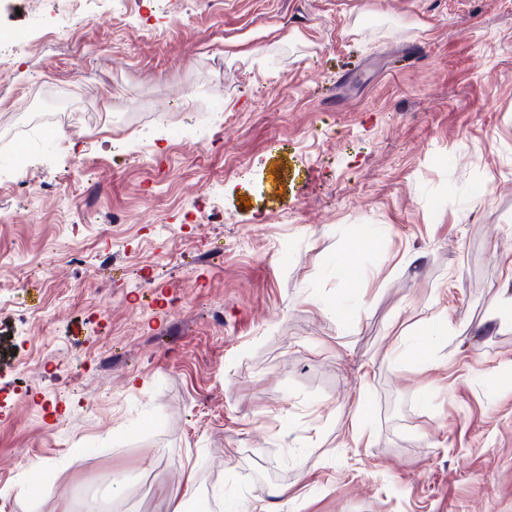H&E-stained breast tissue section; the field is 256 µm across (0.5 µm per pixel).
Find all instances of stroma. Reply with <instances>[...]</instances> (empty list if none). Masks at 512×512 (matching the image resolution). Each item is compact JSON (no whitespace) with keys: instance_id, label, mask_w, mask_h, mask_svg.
<instances>
[{"instance_id":"stroma-1","label":"stroma","mask_w":512,"mask_h":512,"mask_svg":"<svg viewBox=\"0 0 512 512\" xmlns=\"http://www.w3.org/2000/svg\"><path fill=\"white\" fill-rule=\"evenodd\" d=\"M11 30V512H171L188 474L203 512H512V0H0Z\"/></svg>"}]
</instances>
